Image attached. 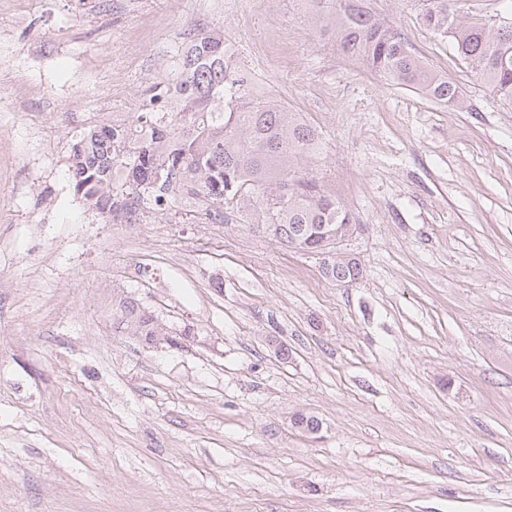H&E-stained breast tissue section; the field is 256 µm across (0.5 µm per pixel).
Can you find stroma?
Returning a JSON list of instances; mask_svg holds the SVG:
<instances>
[{
	"label": "stroma",
	"instance_id": "35a3bbf8",
	"mask_svg": "<svg viewBox=\"0 0 512 512\" xmlns=\"http://www.w3.org/2000/svg\"><path fill=\"white\" fill-rule=\"evenodd\" d=\"M365 2L462 108L300 0H0V512H512V109L417 0ZM191 30L318 133L356 283L229 209L129 224L74 194L73 135L135 112ZM126 299L155 341L116 328Z\"/></svg>",
	"mask_w": 512,
	"mask_h": 512
}]
</instances>
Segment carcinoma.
<instances>
[{"label": "carcinoma", "mask_w": 512, "mask_h": 512, "mask_svg": "<svg viewBox=\"0 0 512 512\" xmlns=\"http://www.w3.org/2000/svg\"><path fill=\"white\" fill-rule=\"evenodd\" d=\"M314 2L312 17L333 21L344 54L441 104H461L459 87L426 67L400 33L358 0ZM466 2L419 0L422 22L512 106V0H503L504 23L471 16ZM224 43L221 34L189 33L173 79L147 81L130 122L96 121L75 135L68 165L74 194L101 215L112 205L111 217L128 224L202 200L211 221H223L232 209L244 222L278 225L277 237L287 243L308 241L318 224L355 223L294 166L318 152L316 131L298 112L249 98L248 78ZM355 276L348 265L324 274L343 284ZM118 325L147 340L159 335L154 318L132 301L122 302Z\"/></svg>", "instance_id": "cac0c4a2"}]
</instances>
